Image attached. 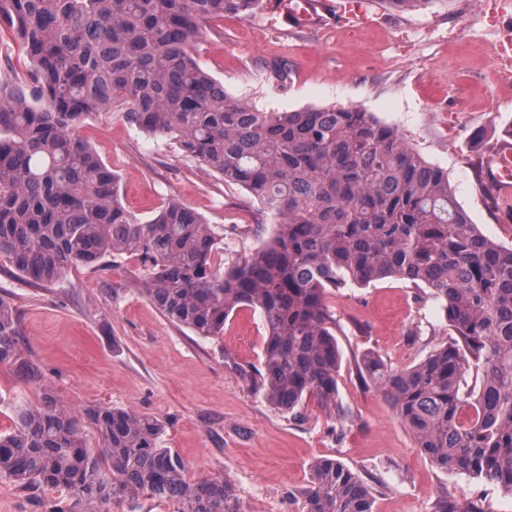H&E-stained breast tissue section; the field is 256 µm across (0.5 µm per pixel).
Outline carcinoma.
Returning <instances> with one entry per match:
<instances>
[{
	"instance_id": "1",
	"label": "carcinoma",
	"mask_w": 512,
	"mask_h": 512,
	"mask_svg": "<svg viewBox=\"0 0 512 512\" xmlns=\"http://www.w3.org/2000/svg\"><path fill=\"white\" fill-rule=\"evenodd\" d=\"M262 0H0L31 79L0 75V259L31 283L79 264L135 256L148 295L172 322L224 335L237 310L259 312L262 370L242 379L280 409L308 397L341 417L338 288L394 278L431 289L455 338L413 368L364 363L431 464L512 495V248L478 231L448 173L393 128L354 107L260 112L203 70L195 44L211 22ZM98 112L173 140L269 213V240L213 267L211 226L172 199L150 219L125 210L116 174L80 134ZM0 296V365L37 377ZM0 430V476L61 489L90 512L141 495L171 512H245L223 477L192 480L163 447L164 424L92 405L78 417L46 389ZM98 439L93 448L86 428ZM306 512H373V496L335 459H317Z\"/></svg>"
}]
</instances>
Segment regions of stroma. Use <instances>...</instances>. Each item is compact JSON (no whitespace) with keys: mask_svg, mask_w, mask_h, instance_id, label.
I'll return each mask as SVG.
<instances>
[{"mask_svg":"<svg viewBox=\"0 0 512 512\" xmlns=\"http://www.w3.org/2000/svg\"><path fill=\"white\" fill-rule=\"evenodd\" d=\"M512 40V0H425L402 11L366 0L346 26L323 13L310 28L262 9L227 16L196 44L201 67L225 91L261 112L346 104L391 126L448 174L472 223L512 248V214L493 208L477 167L512 146V82L490 75L495 45ZM82 136L118 177L120 201L150 218L170 199L201 214L218 240L216 262L248 255L273 219L242 187L224 182L168 140L147 136L117 114L86 120ZM25 356V381L0 367V428L14 406L51 389L75 414L92 405L159 418L164 447L191 478L222 475L246 512H305L302 490L320 458L340 461L371 489L373 512H440L477 503L512 512L496 484L434 467L371 381L366 357L408 370L449 341L445 314L429 289L396 279L336 290L326 302L341 352L343 419L306 400L299 414L277 408L239 376L257 368L265 340L257 312L230 315L223 336L204 338L171 322L150 300L137 257L79 265L53 285L34 286L0 265ZM0 512H88L85 502L0 476Z\"/></svg>","mask_w":512,"mask_h":512,"instance_id":"stroma-1","label":"stroma"}]
</instances>
